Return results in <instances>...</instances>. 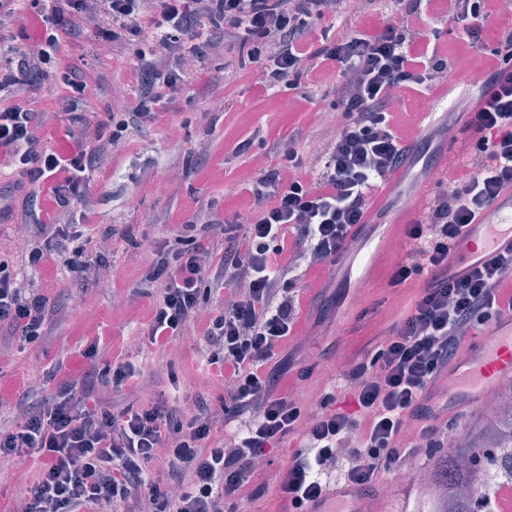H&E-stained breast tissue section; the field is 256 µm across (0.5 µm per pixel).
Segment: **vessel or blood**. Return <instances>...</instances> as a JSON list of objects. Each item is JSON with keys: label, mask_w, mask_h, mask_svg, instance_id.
I'll use <instances>...</instances> for the list:
<instances>
[{"label": "vessel or blood", "mask_w": 512, "mask_h": 512, "mask_svg": "<svg viewBox=\"0 0 512 512\" xmlns=\"http://www.w3.org/2000/svg\"><path fill=\"white\" fill-rule=\"evenodd\" d=\"M426 204L417 194L394 215L385 239L399 235L413 215ZM491 220L470 225L464 244L448 258V272L462 277L495 253L512 251V189L494 202ZM512 379V312H506L483 327L468 342L463 356L448 366V377L431 402L436 416L452 418L463 409L481 405L496 384ZM307 512H396L389 500L363 494L352 484L332 485L327 497L311 502Z\"/></svg>", "instance_id": "1"}]
</instances>
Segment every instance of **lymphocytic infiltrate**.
<instances>
[{"label":"lymphocytic infiltrate","instance_id":"lymphocytic-infiltrate-1","mask_svg":"<svg viewBox=\"0 0 512 512\" xmlns=\"http://www.w3.org/2000/svg\"><path fill=\"white\" fill-rule=\"evenodd\" d=\"M29 15L40 32L17 69H0V216L22 225V243L0 254V360L47 336L58 311L54 281L71 297L97 288L110 266L102 245L137 239L130 224L96 227L92 182L109 184L121 153L143 126L169 124L171 107L210 89V71L185 60L224 53V81L251 79L298 109L332 99V125L294 126L272 149L275 165L244 175L242 216L196 204L152 243L135 270L154 303L142 314L145 339L166 353L197 336L202 367L222 394L195 392L180 404L111 405L105 393H138L145 375L126 350L88 339L79 375L64 365L40 405L30 383L0 389V456L23 464L27 490L8 512H237L253 498V462L288 442L297 449L275 469L276 512H304L326 494L327 461L344 463L342 482L372 488L386 471L429 448L448 430L428 420V402L468 336L512 311V252L467 276L448 258L467 225L512 186V15L500 0H65ZM383 25L363 24L364 16ZM93 31L127 57L138 92L113 77L123 96L107 120L83 112L89 76L62 52L61 33ZM480 56L483 78L458 91L468 146L454 177L437 181L428 205L405 225L403 258L387 284H420L413 303L360 349L339 389L321 388L318 407L295 397L297 326L317 307L315 273L339 266L374 192L408 167L435 120L413 132L408 100H435L462 57ZM48 79L62 87L46 109L66 116L64 147L45 144L43 113L22 106Z\"/></svg>","mask_w":512,"mask_h":512}]
</instances>
